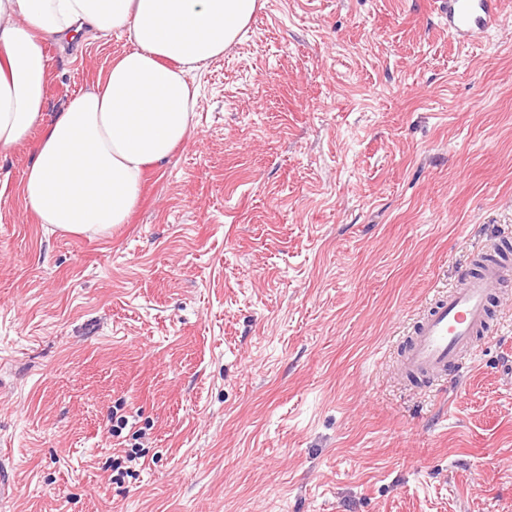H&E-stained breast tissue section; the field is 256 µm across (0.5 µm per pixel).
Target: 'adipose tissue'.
<instances>
[{
    "label": "adipose tissue",
    "instance_id": "adipose-tissue-1",
    "mask_svg": "<svg viewBox=\"0 0 512 512\" xmlns=\"http://www.w3.org/2000/svg\"><path fill=\"white\" fill-rule=\"evenodd\" d=\"M260 0H0V156L33 144L20 185L50 231L107 237L127 223L146 170L189 136L191 71L240 40ZM122 32L104 78L47 115L45 45Z\"/></svg>",
    "mask_w": 512,
    "mask_h": 512
}]
</instances>
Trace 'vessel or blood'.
<instances>
[{
    "instance_id": "obj_1",
    "label": "vessel or blood",
    "mask_w": 512,
    "mask_h": 512,
    "mask_svg": "<svg viewBox=\"0 0 512 512\" xmlns=\"http://www.w3.org/2000/svg\"><path fill=\"white\" fill-rule=\"evenodd\" d=\"M448 16V32L462 45L500 24V0H440ZM495 262H481L476 273L439 299L415 326L403 354L406 374L416 378L441 376L458 368L473 353L479 331L491 314V299L503 279Z\"/></svg>"
}]
</instances>
